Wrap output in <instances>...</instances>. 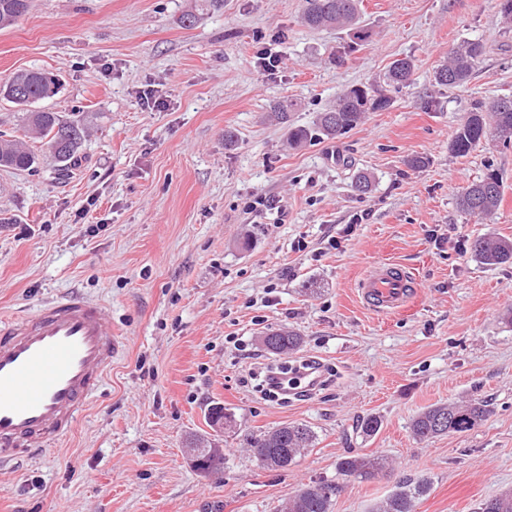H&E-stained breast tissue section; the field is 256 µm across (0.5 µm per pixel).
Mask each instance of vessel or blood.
Listing matches in <instances>:
<instances>
[{
  "instance_id": "vessel-or-blood-1",
  "label": "vessel or blood",
  "mask_w": 512,
  "mask_h": 512,
  "mask_svg": "<svg viewBox=\"0 0 512 512\" xmlns=\"http://www.w3.org/2000/svg\"><path fill=\"white\" fill-rule=\"evenodd\" d=\"M359 288L382 313L405 309L417 293L413 275L391 263L377 265ZM120 351L105 307L78 294L28 318H1L0 462L70 436Z\"/></svg>"
}]
</instances>
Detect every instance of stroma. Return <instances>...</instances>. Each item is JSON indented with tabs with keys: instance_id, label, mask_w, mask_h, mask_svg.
Wrapping results in <instances>:
<instances>
[{
	"instance_id": "stroma-1",
	"label": "stroma",
	"mask_w": 512,
	"mask_h": 512,
	"mask_svg": "<svg viewBox=\"0 0 512 512\" xmlns=\"http://www.w3.org/2000/svg\"><path fill=\"white\" fill-rule=\"evenodd\" d=\"M498 3L361 0L363 42L307 28L303 0H224L192 27L180 18L194 0H32L0 30V81L55 75L39 108L85 130L68 177L40 146L34 169H0V317L78 292L105 305L123 344L70 437L0 466V512H281L320 481L340 486L332 512H372L408 478L431 483L415 512H479L512 489V264L469 250L480 236L512 239V143L449 150L475 102L512 96V24ZM464 40L485 45L480 65L463 86L436 85ZM266 47L281 60L271 74L257 64ZM401 58L414 75L388 109L289 145V125L314 127ZM283 99L296 104L285 125L271 111ZM414 155L426 166L410 169ZM491 169L497 210L457 209ZM360 172L372 177L364 193L352 187ZM259 195L283 200L284 221L246 210ZM384 262L416 278L406 311L377 313L359 293ZM282 327L302 345L270 354L261 338ZM309 358L327 384L265 397L257 370ZM471 398L490 404L481 426L413 437L420 411ZM215 406L234 429L210 427ZM371 416L381 426L368 437L358 424ZM292 422L311 427L312 447L288 468L261 466L246 435ZM192 436L222 448V473L193 468ZM364 454L389 470L338 481L337 461Z\"/></svg>"
}]
</instances>
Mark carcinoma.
<instances>
[{
  "mask_svg": "<svg viewBox=\"0 0 512 512\" xmlns=\"http://www.w3.org/2000/svg\"><path fill=\"white\" fill-rule=\"evenodd\" d=\"M30 8V0H0V29L14 26ZM359 0H305L303 22L311 29L350 28L359 24ZM485 46L480 42L462 41L452 51L448 63L435 75L440 86L456 87L465 84L480 64ZM412 72V62L399 59L392 63L385 84L399 86ZM58 92L57 79L50 73L31 70L18 73L0 84V98L25 108L24 136L45 142L50 155L63 164L60 172L66 174L78 163L81 128L73 121H65L58 113L32 110L30 106L50 98ZM368 92L349 89L336 102L320 113L316 128L301 126L289 129L288 139L295 145L314 136H337L357 126L369 111L390 107L391 98L379 90L377 99L367 98ZM512 141V97L498 98L487 105H478L467 113L457 127L449 149L465 156L480 145L492 141ZM37 163V156L24 145V140L0 133V168L28 170ZM502 195V181L491 170L482 179L468 186L459 198V207L470 215L485 217L498 207ZM471 253L488 266L512 263V240H490L482 237L471 243ZM302 343L294 330H273L262 336V344L272 354L293 351ZM490 413L487 401L474 398L461 403L430 406L418 413L411 422L414 437L424 440L442 435L463 434L478 427ZM211 426L222 429L233 422L232 414L224 407L210 410ZM314 435L303 423H289L272 431L246 438L247 447L265 467L286 469L312 446ZM386 468L385 459L350 455L341 458L336 471L342 478H371ZM430 487L426 479L405 480L375 508V512H414L415 501ZM338 491L335 484L318 483L301 487L288 501V512H331L332 497ZM481 512H512V491H505L486 500Z\"/></svg>",
  "mask_w": 512,
  "mask_h": 512,
  "instance_id": "obj_1",
  "label": "carcinoma"
}]
</instances>
